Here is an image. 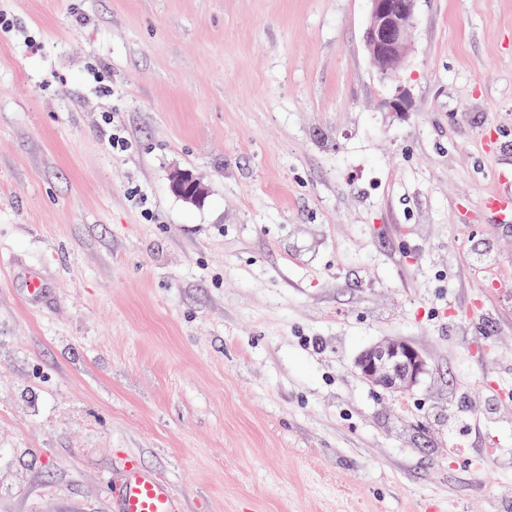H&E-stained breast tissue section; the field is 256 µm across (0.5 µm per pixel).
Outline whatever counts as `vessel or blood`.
I'll list each match as a JSON object with an SVG mask.
<instances>
[{
	"label": "vessel or blood",
	"mask_w": 512,
	"mask_h": 512,
	"mask_svg": "<svg viewBox=\"0 0 512 512\" xmlns=\"http://www.w3.org/2000/svg\"><path fill=\"white\" fill-rule=\"evenodd\" d=\"M114 512H183L170 486L139 464L128 463L117 478L106 481Z\"/></svg>",
	"instance_id": "1"
}]
</instances>
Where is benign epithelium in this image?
I'll use <instances>...</instances> for the list:
<instances>
[{
    "label": "benign epithelium",
    "mask_w": 512,
    "mask_h": 512,
    "mask_svg": "<svg viewBox=\"0 0 512 512\" xmlns=\"http://www.w3.org/2000/svg\"><path fill=\"white\" fill-rule=\"evenodd\" d=\"M368 24L363 42L378 73L394 79L405 66L411 43L409 31L414 24L419 0H369ZM171 191L192 204L208 196V188L190 171L178 169L170 179ZM359 376L373 386L391 392L411 391L427 371V361L413 345L391 339L366 348L356 359Z\"/></svg>",
    "instance_id": "7a95c632"
}]
</instances>
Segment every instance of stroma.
<instances>
[{
  "label": "stroma",
  "mask_w": 512,
  "mask_h": 512,
  "mask_svg": "<svg viewBox=\"0 0 512 512\" xmlns=\"http://www.w3.org/2000/svg\"><path fill=\"white\" fill-rule=\"evenodd\" d=\"M368 14L0 0V512L130 457L187 512H512V0H420L392 81ZM171 191L192 204H200L208 196V188L188 170H175L170 179ZM359 376L391 392L411 391L427 371V361L413 345L391 339L366 348L356 359Z\"/></svg>",
  "instance_id": "35a3bbf8"
}]
</instances>
